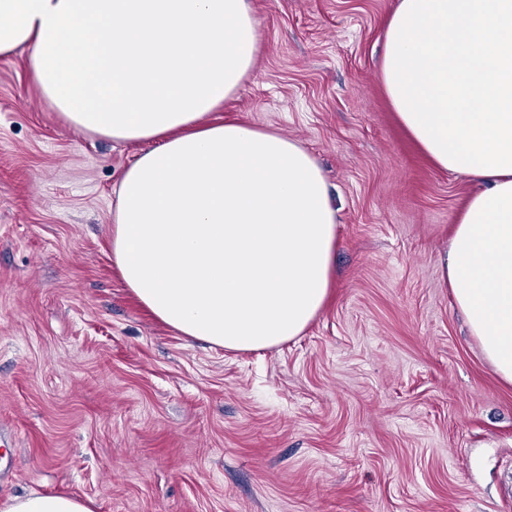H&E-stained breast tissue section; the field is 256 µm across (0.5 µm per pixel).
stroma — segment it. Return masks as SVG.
Segmentation results:
<instances>
[{"mask_svg": "<svg viewBox=\"0 0 512 512\" xmlns=\"http://www.w3.org/2000/svg\"><path fill=\"white\" fill-rule=\"evenodd\" d=\"M398 0H249L252 76L222 118L300 139L337 210L330 298L303 335L189 344L112 264L139 154L68 127L0 56V500L97 512H512V386L438 258L473 181L435 168L379 61ZM93 499L67 494H38L12 497L0 502L1 512H95Z\"/></svg>", "mask_w": 512, "mask_h": 512, "instance_id": "1", "label": "stroma"}]
</instances>
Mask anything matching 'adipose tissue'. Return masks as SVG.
Returning <instances> with one entry per match:
<instances>
[{"mask_svg":"<svg viewBox=\"0 0 512 512\" xmlns=\"http://www.w3.org/2000/svg\"><path fill=\"white\" fill-rule=\"evenodd\" d=\"M247 0H0V55L24 49L71 126L140 146L119 178L112 263L158 320L234 351L303 334L329 296L336 211L298 139L209 120L260 50ZM381 77L411 141L478 181L441 277L512 385V0H399ZM67 494L0 512H95Z\"/></svg>","mask_w":512,"mask_h":512,"instance_id":"1","label":"adipose tissue"}]
</instances>
